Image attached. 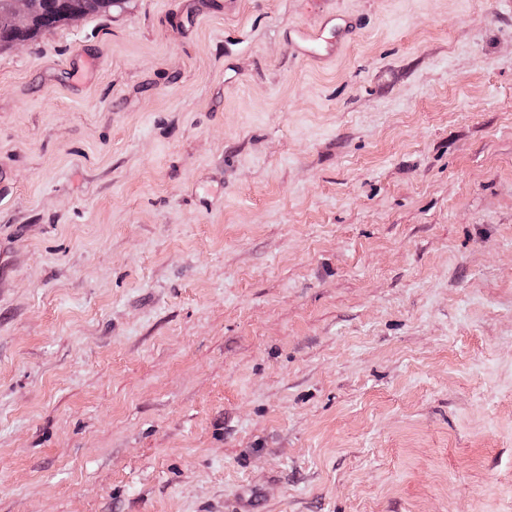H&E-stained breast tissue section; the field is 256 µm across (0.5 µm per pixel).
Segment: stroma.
Masks as SVG:
<instances>
[{"label":"stroma","mask_w":512,"mask_h":512,"mask_svg":"<svg viewBox=\"0 0 512 512\" xmlns=\"http://www.w3.org/2000/svg\"><path fill=\"white\" fill-rule=\"evenodd\" d=\"M0 512H512V0L0 48ZM332 37L324 38L302 27L288 30V38L294 41L303 57L316 60H330L336 57L342 44L353 31L354 23L347 18H333Z\"/></svg>","instance_id":"35a3bbf8"}]
</instances>
